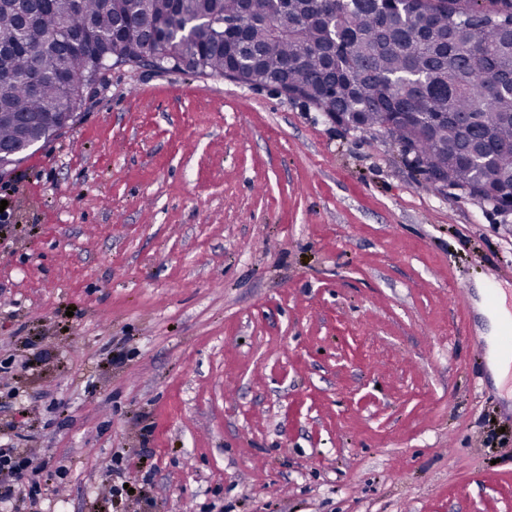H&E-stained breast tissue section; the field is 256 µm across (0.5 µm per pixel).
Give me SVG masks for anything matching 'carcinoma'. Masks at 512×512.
<instances>
[{
    "mask_svg": "<svg viewBox=\"0 0 512 512\" xmlns=\"http://www.w3.org/2000/svg\"><path fill=\"white\" fill-rule=\"evenodd\" d=\"M23 19L0 0V113L29 125L0 122V146L47 144L72 126L84 101L69 96L54 63L102 84L114 67L180 70L197 61L200 75L224 77L232 54L198 30L166 53L138 24L116 28L112 0H33ZM162 22L243 18L249 45L261 58L255 73L286 82L285 91L336 121L379 131L424 174L480 195L478 203L509 205L512 197V0H412L407 10L377 0H292L280 20L272 0H139ZM95 44L78 46L85 28ZM40 73L38 89L29 77Z\"/></svg>",
    "mask_w": 512,
    "mask_h": 512,
    "instance_id": "carcinoma-1",
    "label": "carcinoma"
}]
</instances>
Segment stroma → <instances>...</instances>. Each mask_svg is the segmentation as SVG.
Returning <instances> with one entry per match:
<instances>
[{
  "label": "stroma",
  "instance_id": "obj_1",
  "mask_svg": "<svg viewBox=\"0 0 512 512\" xmlns=\"http://www.w3.org/2000/svg\"><path fill=\"white\" fill-rule=\"evenodd\" d=\"M1 200L0 448L69 465L43 512H512V213L383 134L117 67ZM125 462V463H124ZM129 461L125 460L124 457L120 455H115L111 460V464L107 466L106 476L112 480V484L110 485L109 491L111 493L112 498H122L124 495H130L128 490L130 488L136 489L132 484H128V488H124V484L128 483L126 480H122V476L125 474V470L129 468ZM114 476L117 481L114 480ZM120 481V482H119Z\"/></svg>",
  "mask_w": 512,
  "mask_h": 512
}]
</instances>
